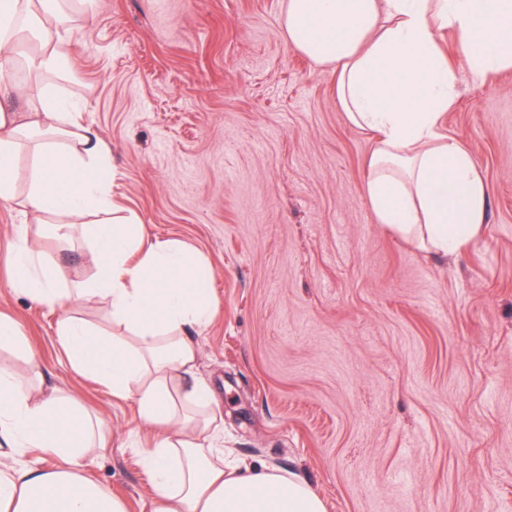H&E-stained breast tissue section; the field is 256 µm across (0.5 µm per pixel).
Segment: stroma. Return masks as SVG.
Wrapping results in <instances>:
<instances>
[{"label":"stroma","instance_id":"obj_1","mask_svg":"<svg viewBox=\"0 0 512 512\" xmlns=\"http://www.w3.org/2000/svg\"><path fill=\"white\" fill-rule=\"evenodd\" d=\"M281 7L74 0L55 87L111 146L112 197L146 242L209 272L215 314L191 336L220 447L305 479L326 512H512V69L462 82L444 118L488 201L479 239L435 256L377 224L372 138L289 46ZM24 231L66 280L94 271L55 225L0 201V313L39 351L44 386L106 422L86 475L149 512L137 450L156 432L136 398L71 366L58 312L11 290Z\"/></svg>","mask_w":512,"mask_h":512}]
</instances>
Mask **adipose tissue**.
Wrapping results in <instances>:
<instances>
[{
	"instance_id": "ef3b65f1",
	"label": "adipose tissue",
	"mask_w": 512,
	"mask_h": 512,
	"mask_svg": "<svg viewBox=\"0 0 512 512\" xmlns=\"http://www.w3.org/2000/svg\"><path fill=\"white\" fill-rule=\"evenodd\" d=\"M292 49L335 78L348 122L371 134L364 194L377 223L421 248L455 254L479 236L487 186L472 155L442 134L461 81L482 83L512 68V0H282ZM72 30L70 0H0V199H16V158L33 164L20 206L37 223L67 225L88 250L95 274L67 282L35 239L12 249L13 290L60 311L57 339L72 367L136 397L141 418L159 430L139 455L152 474L150 512H325L321 497L292 473L224 460L210 444L219 404L202 381L186 384L198 350L186 330L207 324L214 303L204 265L170 240L142 244L135 214H113L112 150L91 126L67 118L43 72ZM459 36L463 68L448 61L440 32ZM35 43L26 58L14 46ZM26 64L30 80L9 77ZM25 92L21 114L6 101ZM97 212L89 224L77 216ZM106 299L125 335L95 330L72 313ZM107 427L92 410L21 381L0 359V447L49 451L52 466L0 468V512H128L124 500L83 473L88 449Z\"/></svg>"
}]
</instances>
